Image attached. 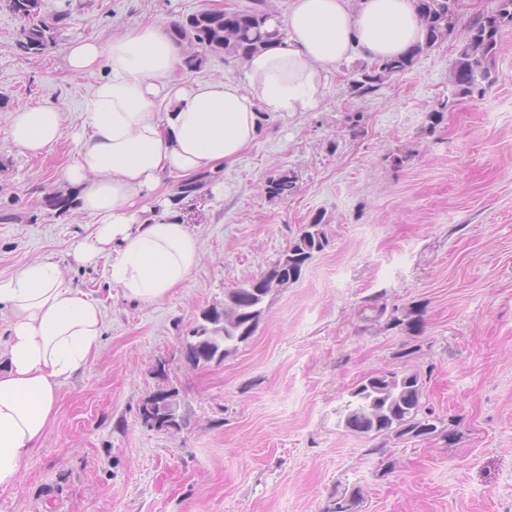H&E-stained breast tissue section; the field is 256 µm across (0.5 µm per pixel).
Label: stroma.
<instances>
[{"instance_id":"stroma-1","label":"stroma","mask_w":512,"mask_h":512,"mask_svg":"<svg viewBox=\"0 0 512 512\" xmlns=\"http://www.w3.org/2000/svg\"><path fill=\"white\" fill-rule=\"evenodd\" d=\"M68 13L55 48L17 45L20 20L0 7V282L34 261L59 262L102 301L106 329L87 366L57 390V414L26 454L0 512H326L361 488L359 512H512V32L495 80L453 97L461 32L360 95L357 56L326 79L318 107L270 118L257 142L206 179L182 217L202 259L170 298H125L107 255L75 259L94 220L61 179L77 150L90 80L65 48L137 24L170 28L210 0H43ZM454 98V106L432 114ZM49 104L66 116L54 149L22 154L10 115ZM439 110V109H438ZM289 182L272 195L271 180ZM322 216L328 244L297 281L270 294L245 341L192 365L187 336L225 291L259 276ZM419 312V332L389 316ZM418 373L424 407L453 438L347 430L342 409L364 377ZM173 388L178 425L140 409Z\"/></svg>"}]
</instances>
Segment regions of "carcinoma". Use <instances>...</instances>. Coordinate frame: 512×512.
<instances>
[{
	"label": "carcinoma",
	"instance_id": "carcinoma-1",
	"mask_svg": "<svg viewBox=\"0 0 512 512\" xmlns=\"http://www.w3.org/2000/svg\"><path fill=\"white\" fill-rule=\"evenodd\" d=\"M22 21L19 49L30 57L44 53L56 43L59 29L65 27L68 13L62 12L51 20L42 13V0H0ZM248 24L239 25L224 20V14L197 11L172 24L170 35L179 44L198 47L185 58V64L198 69L203 56L226 55L243 59L262 51L268 42L282 35L279 28H270L272 13L265 0H255ZM455 0H417L418 14L431 37L414 53L383 60L371 70L363 71L362 79L354 82L355 92L367 94L384 74L404 73L414 59L448 38L458 25L464 27V42L454 67L455 94L471 95L483 92L494 82V63L503 33L512 29V0H496V9L461 22L454 7ZM328 244L322 217L303 225L287 252L266 271L244 288H232L224 300L223 321L201 324L193 332L195 341L188 342L197 354L198 362H210L216 352L230 344L245 340L256 328L261 316V304L275 288L300 278L306 262ZM344 405L347 429L359 434L402 437L417 429H437L432 417L423 412L422 382L418 374L381 373L370 376L351 390Z\"/></svg>",
	"mask_w": 512,
	"mask_h": 512
}]
</instances>
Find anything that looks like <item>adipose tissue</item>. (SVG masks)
Instances as JSON below:
<instances>
[{"instance_id":"adipose-tissue-1","label":"adipose tissue","mask_w":512,"mask_h":512,"mask_svg":"<svg viewBox=\"0 0 512 512\" xmlns=\"http://www.w3.org/2000/svg\"><path fill=\"white\" fill-rule=\"evenodd\" d=\"M279 24L282 38L220 82L174 80L182 49L152 25L66 48L71 75L93 80L76 157L63 171L95 219L74 256L108 253V278L123 296L165 300L200 259L178 201L159 191L166 177L191 179L235 163L263 120L314 110L339 64L359 53L400 58L426 38L415 0H288ZM63 131L64 114L53 105L22 106L12 116V140L25 153L48 152ZM0 305L11 314L0 350V489H9L56 416L57 388L97 351L105 313L49 258L0 282Z\"/></svg>"}]
</instances>
